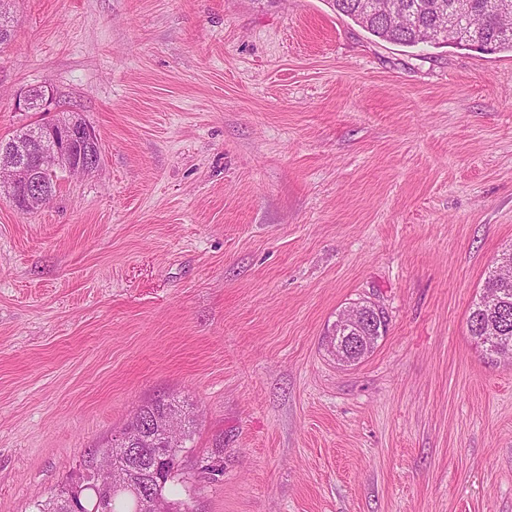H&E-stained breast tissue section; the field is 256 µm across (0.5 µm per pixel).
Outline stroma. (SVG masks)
<instances>
[{
    "label": "stroma",
    "instance_id": "35a3bbf8",
    "mask_svg": "<svg viewBox=\"0 0 512 512\" xmlns=\"http://www.w3.org/2000/svg\"><path fill=\"white\" fill-rule=\"evenodd\" d=\"M0 7V139L77 112L102 142L42 208L0 191V512L171 395L186 512H512V363L467 330L512 247V52L329 0ZM364 301L387 332L339 364ZM362 304V305H360ZM354 304L347 308H345L341 313L338 314L336 318V335H340L339 337L342 339L344 336H348L349 342L344 341V347L341 351H338V355H340L341 359L347 365H352L360 362L362 359L367 357L370 353L373 352L378 339L386 333V319L383 315V312L379 309L377 310L373 305L372 314H379L383 320V330H374L371 329V324L368 323L366 326L362 328H354L351 329L348 333L344 335V332L352 327L353 325L359 323L365 316L367 315V311L364 309L366 305L365 303ZM377 311V312H376ZM370 327V328H369ZM331 330H329V335L326 336L328 346L332 355L336 357V341L339 342V337L330 336ZM344 335V336H342ZM359 336L366 338L367 336H371L369 340L364 341Z\"/></svg>",
    "mask_w": 512,
    "mask_h": 512
}]
</instances>
